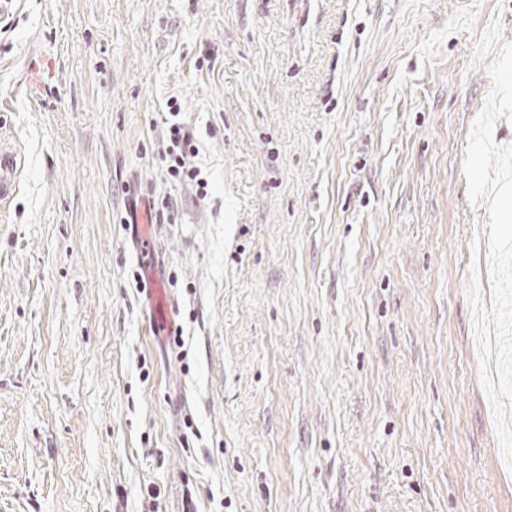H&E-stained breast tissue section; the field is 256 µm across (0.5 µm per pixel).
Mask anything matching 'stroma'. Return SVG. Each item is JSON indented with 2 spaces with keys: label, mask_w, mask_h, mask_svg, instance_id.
Here are the masks:
<instances>
[{
  "label": "stroma",
  "mask_w": 512,
  "mask_h": 512,
  "mask_svg": "<svg viewBox=\"0 0 512 512\" xmlns=\"http://www.w3.org/2000/svg\"><path fill=\"white\" fill-rule=\"evenodd\" d=\"M506 43L512 0H14L0 512H512L462 169ZM165 195L180 357L121 222ZM167 146L162 154L164 178L167 182L188 183L195 186L196 194L208 195L209 181L195 159L200 153V143L193 131L184 123L171 121L166 129Z\"/></svg>",
  "instance_id": "stroma-1"
}]
</instances>
